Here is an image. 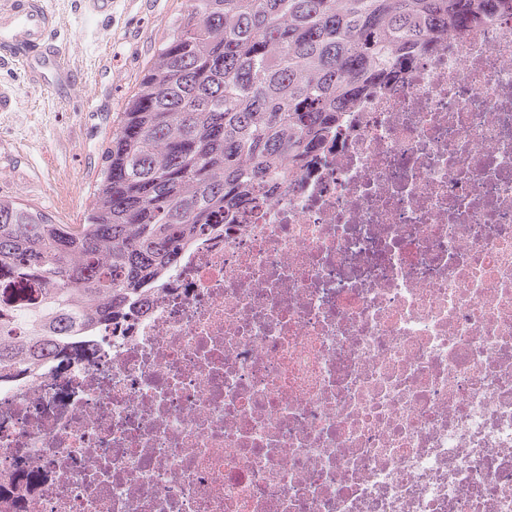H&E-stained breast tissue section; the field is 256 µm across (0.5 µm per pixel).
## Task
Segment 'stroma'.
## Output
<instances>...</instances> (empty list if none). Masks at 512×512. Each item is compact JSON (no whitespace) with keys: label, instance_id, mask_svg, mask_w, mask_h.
I'll return each mask as SVG.
<instances>
[{"label":"stroma","instance_id":"35a3bbf8","mask_svg":"<svg viewBox=\"0 0 512 512\" xmlns=\"http://www.w3.org/2000/svg\"><path fill=\"white\" fill-rule=\"evenodd\" d=\"M54 38L81 77L67 95L36 87L21 67L0 64V198L39 208L59 224H79L93 203L118 118L186 0H114L111 21L52 0Z\"/></svg>","mask_w":512,"mask_h":512}]
</instances>
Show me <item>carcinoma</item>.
Instances as JSON below:
<instances>
[{
    "mask_svg": "<svg viewBox=\"0 0 512 512\" xmlns=\"http://www.w3.org/2000/svg\"><path fill=\"white\" fill-rule=\"evenodd\" d=\"M501 0H187L121 112L81 224L0 199V270L39 277L0 308V374L62 324L107 321L244 190L330 144L341 112Z\"/></svg>",
    "mask_w": 512,
    "mask_h": 512,
    "instance_id": "1",
    "label": "carcinoma"
}]
</instances>
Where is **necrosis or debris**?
<instances>
[{"instance_id":"obj_1","label":"necrosis or debris","mask_w":512,"mask_h":512,"mask_svg":"<svg viewBox=\"0 0 512 512\" xmlns=\"http://www.w3.org/2000/svg\"><path fill=\"white\" fill-rule=\"evenodd\" d=\"M0 377V512H512V10Z\"/></svg>"}]
</instances>
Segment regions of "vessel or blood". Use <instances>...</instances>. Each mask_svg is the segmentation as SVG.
<instances>
[{
    "instance_id": "vessel-or-blood-1",
    "label": "vessel or blood",
    "mask_w": 512,
    "mask_h": 512,
    "mask_svg": "<svg viewBox=\"0 0 512 512\" xmlns=\"http://www.w3.org/2000/svg\"><path fill=\"white\" fill-rule=\"evenodd\" d=\"M56 27L49 0H0V62L21 64L35 84L71 87L74 79L53 41Z\"/></svg>"
}]
</instances>
